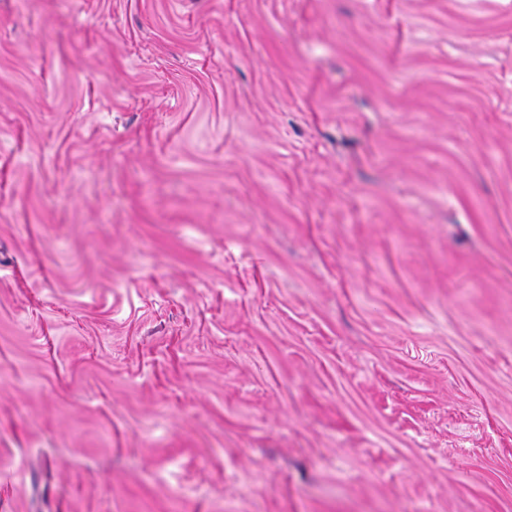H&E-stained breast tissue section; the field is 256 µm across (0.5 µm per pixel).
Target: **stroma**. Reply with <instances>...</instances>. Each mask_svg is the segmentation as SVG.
Listing matches in <instances>:
<instances>
[{"mask_svg":"<svg viewBox=\"0 0 512 512\" xmlns=\"http://www.w3.org/2000/svg\"><path fill=\"white\" fill-rule=\"evenodd\" d=\"M0 512H512V0H0Z\"/></svg>","mask_w":512,"mask_h":512,"instance_id":"1","label":"stroma"}]
</instances>
